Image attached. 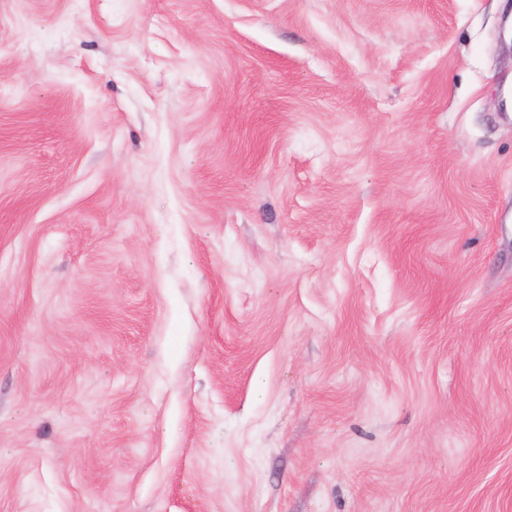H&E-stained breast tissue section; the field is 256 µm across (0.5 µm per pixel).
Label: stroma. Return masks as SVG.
Returning a JSON list of instances; mask_svg holds the SVG:
<instances>
[{"label": "stroma", "mask_w": 512, "mask_h": 512, "mask_svg": "<svg viewBox=\"0 0 512 512\" xmlns=\"http://www.w3.org/2000/svg\"><path fill=\"white\" fill-rule=\"evenodd\" d=\"M507 0H0V512H512Z\"/></svg>", "instance_id": "1"}]
</instances>
